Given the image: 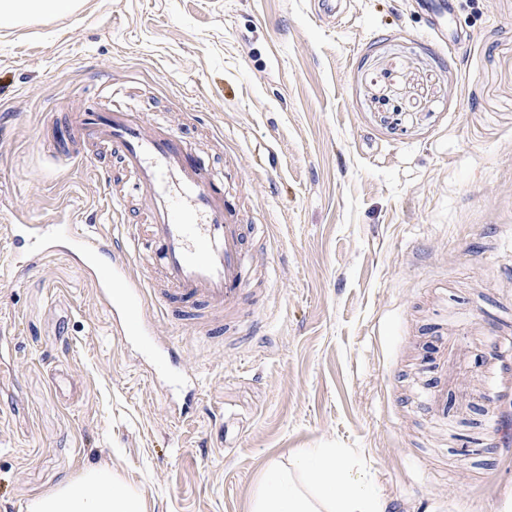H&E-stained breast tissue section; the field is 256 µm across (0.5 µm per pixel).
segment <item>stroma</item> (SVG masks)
I'll return each instance as SVG.
<instances>
[{
    "label": "stroma",
    "mask_w": 512,
    "mask_h": 512,
    "mask_svg": "<svg viewBox=\"0 0 512 512\" xmlns=\"http://www.w3.org/2000/svg\"><path fill=\"white\" fill-rule=\"evenodd\" d=\"M81 0L0 29V201L35 224L138 234L95 165L54 160L64 117L99 98L168 124L210 159L248 224L251 335L201 339L157 316L199 379L166 397L110 332L66 254L15 274L0 225V512L90 465L147 512H251L267 466L301 448L356 457L387 512H498L512 439L449 390L419 389L431 327L457 338L459 385L484 334L512 337V0H459L443 53L414 0ZM74 391L50 388L51 370Z\"/></svg>",
    "instance_id": "obj_1"
}]
</instances>
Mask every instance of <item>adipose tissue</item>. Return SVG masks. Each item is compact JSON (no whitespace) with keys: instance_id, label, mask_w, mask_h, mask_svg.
I'll use <instances>...</instances> for the list:
<instances>
[{"instance_id":"1","label":"adipose tissue","mask_w":512,"mask_h":512,"mask_svg":"<svg viewBox=\"0 0 512 512\" xmlns=\"http://www.w3.org/2000/svg\"><path fill=\"white\" fill-rule=\"evenodd\" d=\"M79 0H0V28L61 12ZM356 463L333 448H303L296 470L278 465L266 473L253 512H385L373 480L357 474ZM27 512H146L142 494L124 487L104 466L86 467L77 478L35 496Z\"/></svg>"}]
</instances>
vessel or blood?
Wrapping results in <instances>:
<instances>
[{
	"label": "vessel or blood",
	"mask_w": 512,
	"mask_h": 512,
	"mask_svg": "<svg viewBox=\"0 0 512 512\" xmlns=\"http://www.w3.org/2000/svg\"><path fill=\"white\" fill-rule=\"evenodd\" d=\"M427 9L429 32L445 49H456L459 41L449 38L445 25L448 0H429ZM63 145L71 161L91 158L99 145L118 155L126 192L145 201L159 279L132 278L134 248L109 243L94 231L77 232L71 224L9 222L10 267L34 268L39 254L65 243L68 253L80 256V269L94 283L114 330L122 340L137 342L151 374L174 388L193 381L194 372L183 368L167 341L156 335L145 304L155 299L172 319L189 321L202 335L223 340L228 328L224 315L238 309L248 285L244 226L239 211L224 200L223 181L211 176L205 159L171 128L148 123L127 109L104 112L88 104L65 125ZM24 240L34 251L26 260L18 250ZM454 358L453 341H442L432 359L437 377L425 395L442 420L448 417V363ZM485 365L481 396L486 403H502L512 396L499 384L512 368V349L489 345Z\"/></svg>",
	"instance_id": "obj_1"
}]
</instances>
